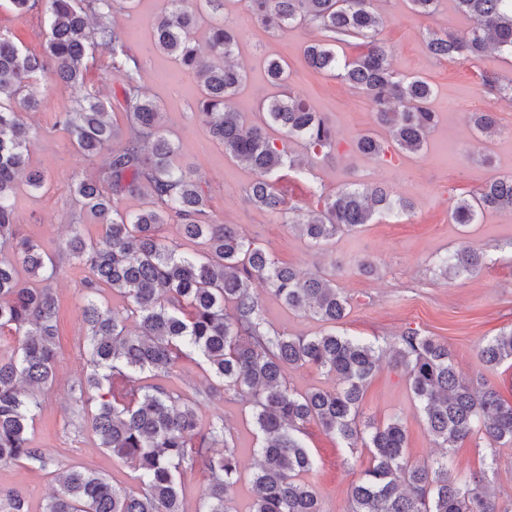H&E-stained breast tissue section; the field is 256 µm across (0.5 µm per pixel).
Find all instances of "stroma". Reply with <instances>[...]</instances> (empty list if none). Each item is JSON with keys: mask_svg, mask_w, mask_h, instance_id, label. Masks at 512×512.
Returning a JSON list of instances; mask_svg holds the SVG:
<instances>
[{"mask_svg": "<svg viewBox=\"0 0 512 512\" xmlns=\"http://www.w3.org/2000/svg\"><path fill=\"white\" fill-rule=\"evenodd\" d=\"M374 5L387 20L379 38L392 69L404 76L425 78L434 91L432 107L440 115L422 151L415 155L397 152L380 162L355 150L361 135L382 132L369 98L312 70L305 62L304 48L320 39L319 31L294 28L274 37L245 17L240 0H228L225 10L237 24L235 61L246 76L235 100L244 127L262 122L259 101L278 91L268 80L267 64L281 59L288 64L289 86L312 111L327 117L336 133L338 150L332 158L314 164L308 172H280L276 188L286 202L312 209L320 194L355 183L387 185L394 195L412 204L399 216L376 219L318 247L284 224L280 214L247 202L244 190L256 180V171L225 156L223 147L197 119L196 75L154 47L152 26L166 13L167 0H135L134 17L121 13L115 21L129 30L127 46L140 64L141 90L160 106L164 126L179 146L181 164L200 176L212 220L236 226L247 240L283 264L335 274L337 287L349 301L346 317L336 326L338 332L382 346L406 330H418L447 344L461 374L481 379L512 403V368L485 369L477 355L480 342L512 327V213L488 212L468 226L453 223L450 217L457 197L476 190L492 174L512 172V103L484 93L481 86L487 71L494 72L501 82L512 81V55L495 54L463 64L431 57L425 42L428 31L468 26L456 13L454 0H443L439 12L432 16L414 13L408 0H374ZM44 33L42 15L17 13L8 0H0V35L17 37L25 48L38 53ZM35 92L41 105L24 115L25 122L38 132L29 161L47 173L48 183L37 192L19 184L16 232L38 240L56 254L58 262L56 276L49 283L59 308L56 382L42 391L41 410L31 431L34 446L42 449L52 466L44 470L32 462L0 464V486L16 490L29 512H40L57 487L55 473L71 466L96 470L121 487L139 485L137 472L98 448L88 424L76 413L71 392L88 370L83 350L86 328L81 319L88 271L59 247L74 224L86 240L101 238L103 225L83 211L69 187L95 178L108 155L85 157L71 146L68 132L57 126L59 112L73 105L65 84L46 79ZM467 110L496 113L499 132L486 146L475 144L473 129L463 117ZM464 242L488 249L491 265L467 279L441 278L436 270L439 258ZM366 257L377 268L369 277L357 267ZM254 290L271 330L306 337L323 331V322L288 309L264 285H255ZM363 409L377 424L402 420L410 461L440 456L400 368L382 362L365 388ZM220 422L229 428L239 451L240 476L231 497L238 512H247L253 498V450L259 445L249 404L229 395L202 402L197 410L198 431L207 433ZM304 441L318 461L309 480L324 512H349L350 487L371 464L367 450L344 448L313 422L306 426ZM452 459L464 473L485 470L490 460H497L494 474L488 477L490 488L502 506L512 505V447L494 449L487 440L473 435L453 449Z\"/></svg>", "mask_w": 512, "mask_h": 512, "instance_id": "35a3bbf8", "label": "stroma"}]
</instances>
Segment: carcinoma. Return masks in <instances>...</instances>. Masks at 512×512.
<instances>
[{"instance_id":"obj_1","label":"carcinoma","mask_w":512,"mask_h":512,"mask_svg":"<svg viewBox=\"0 0 512 512\" xmlns=\"http://www.w3.org/2000/svg\"><path fill=\"white\" fill-rule=\"evenodd\" d=\"M19 11L45 15L43 54L22 50L0 35V329L17 343L0 353V463L32 461L43 469L51 462L33 447L32 426L40 408L38 394L56 378L57 300L52 289L23 286L18 268L37 282L57 273L54 255L31 239L16 238L14 194L18 177L34 191L46 182L44 172L29 168L33 134L22 111L41 101L28 88L49 76L70 87L76 107L61 112L57 125L70 132L78 152L93 157L109 152L107 166L95 179L79 180L70 191L82 207L106 226L105 235L86 242L78 232L64 250L86 266L85 303L90 372L78 385L76 406L87 417L98 447L139 473L140 486L117 487L96 471L80 466L58 475V488L42 512H185L183 473L200 464L208 473L198 512H237L230 490L238 480V449L219 424L197 432L198 401L163 385L144 386L140 375L178 377L180 362L195 354L208 365L212 383L205 396L231 395L252 407L264 443L254 473V497L248 512H324L314 486L306 479L315 458L301 434L313 421L354 450L366 448L372 466L351 488L350 512H503L486 485V474L462 475L449 456L412 464L405 454L406 428L399 420L375 425L362 420L363 388L378 370L383 354L403 369L419 410L437 447L447 450L473 434L492 445H512V403L480 391L458 372L448 345L410 329L388 347L336 332L346 316L348 299L335 280L319 272L299 273L264 249L245 240L231 224L207 215L208 196L201 180L175 162L178 147L163 129L158 105L147 99L138 81V62L126 46V31L112 23L118 10L129 12L133 0H9ZM226 0H167L168 11L153 27L155 47L174 57L201 82L198 116L225 154L264 179L246 190L247 201L281 214L315 245L351 232L376 217L398 215L410 204L380 185L347 184L319 196L317 207L299 213L288 206L270 176L297 169L286 142L300 139L308 160L335 150L331 127L288 88L285 65L268 63V74L283 88L264 98V125L244 129L234 99L244 76L230 64L238 45L233 22L224 16ZM469 20L463 32H429L427 48L439 59L468 62L491 51L512 54V0H454ZM251 20L273 32L309 26L324 38L308 45L305 60L367 95L377 123L394 148L417 154L438 116L430 107L432 88L417 77L391 69L385 46L377 38L384 18L372 0H244ZM209 17V36L200 44L193 33L198 17ZM361 39L365 51L354 59L336 53V44ZM112 58L127 112L125 132L106 119L107 106L86 89L85 73L97 50ZM482 85L512 100V81L504 84L486 73ZM471 121L476 140L494 136L493 112H476ZM281 132L268 135L266 125ZM358 153L384 159V143L367 133L356 142ZM127 195L145 198L144 207L127 213L118 207ZM486 211L512 212V173L492 177L477 191L456 200L451 220L467 225ZM179 221L181 234L203 249L179 252L162 235V226ZM491 259L465 243L437 265L445 279L472 275ZM265 284L289 308L329 325L307 338L269 330L253 283ZM108 287L124 301L121 309L101 304ZM231 309H226V305ZM135 322V327L128 325ZM479 358L493 370L512 367V328L484 340ZM312 366L332 375L339 387L298 393L284 381L285 369ZM221 444L224 453L211 448ZM0 512H28L23 498L0 487Z\"/></svg>"}]
</instances>
